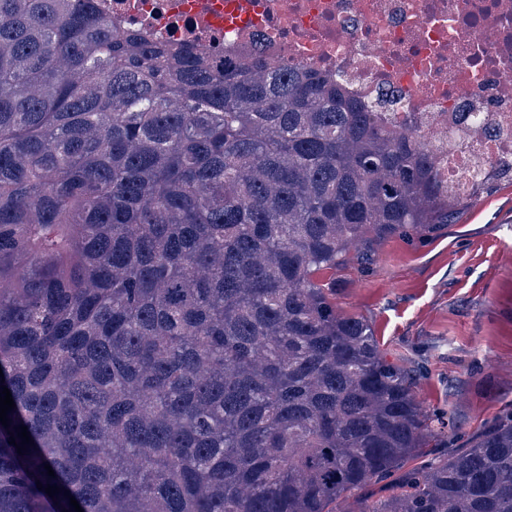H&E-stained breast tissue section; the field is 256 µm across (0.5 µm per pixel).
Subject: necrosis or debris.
<instances>
[{"label": "necrosis or debris", "mask_w": 512, "mask_h": 512, "mask_svg": "<svg viewBox=\"0 0 512 512\" xmlns=\"http://www.w3.org/2000/svg\"><path fill=\"white\" fill-rule=\"evenodd\" d=\"M117 32L206 53L257 51L405 114L450 193L512 169V0H94Z\"/></svg>", "instance_id": "4bbe7bcc"}]
</instances>
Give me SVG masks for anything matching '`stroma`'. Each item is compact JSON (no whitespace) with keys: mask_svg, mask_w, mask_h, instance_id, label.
Instances as JSON below:
<instances>
[{"mask_svg":"<svg viewBox=\"0 0 512 512\" xmlns=\"http://www.w3.org/2000/svg\"><path fill=\"white\" fill-rule=\"evenodd\" d=\"M337 308L372 325L386 358L411 370L445 429L426 456L465 448L512 406V185L458 223L376 244L337 269Z\"/></svg>","mask_w":512,"mask_h":512,"instance_id":"obj_1","label":"stroma"}]
</instances>
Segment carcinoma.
<instances>
[{
  "instance_id": "carcinoma-1",
  "label": "carcinoma",
  "mask_w": 512,
  "mask_h": 512,
  "mask_svg": "<svg viewBox=\"0 0 512 512\" xmlns=\"http://www.w3.org/2000/svg\"><path fill=\"white\" fill-rule=\"evenodd\" d=\"M505 181L448 195L420 135L263 55L0 0V512H512V409L405 468L416 380L324 284Z\"/></svg>"
}]
</instances>
